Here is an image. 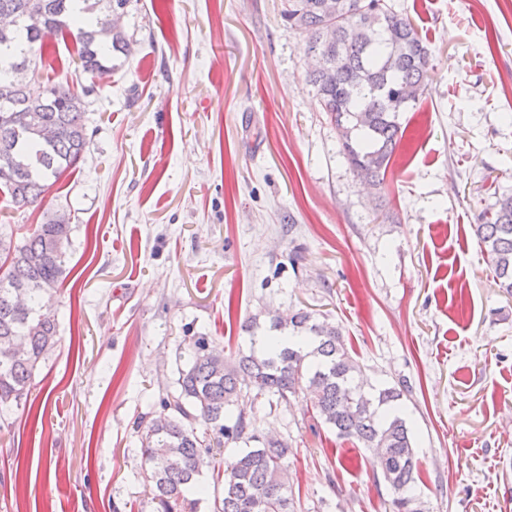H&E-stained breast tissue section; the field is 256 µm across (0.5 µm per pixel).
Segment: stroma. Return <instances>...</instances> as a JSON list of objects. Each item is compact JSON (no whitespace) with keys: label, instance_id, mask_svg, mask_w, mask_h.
<instances>
[{"label":"stroma","instance_id":"35a3bbf8","mask_svg":"<svg viewBox=\"0 0 512 512\" xmlns=\"http://www.w3.org/2000/svg\"><path fill=\"white\" fill-rule=\"evenodd\" d=\"M426 39L425 93L384 180L349 166L306 80L284 0H129L121 67L88 76L50 37L39 80L89 86V147L41 204L66 212L59 342L0 419V512H154L138 422L196 339L248 353L251 316L339 325L371 384L404 380L423 512H512V294L475 233L512 196V9L391 0ZM287 439L295 512H392L370 453L309 417L256 410Z\"/></svg>","mask_w":512,"mask_h":512}]
</instances>
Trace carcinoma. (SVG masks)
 Wrapping results in <instances>:
<instances>
[{"label":"carcinoma","instance_id":"carcinoma-1","mask_svg":"<svg viewBox=\"0 0 512 512\" xmlns=\"http://www.w3.org/2000/svg\"><path fill=\"white\" fill-rule=\"evenodd\" d=\"M128 0H0V193L16 209L40 203L51 180L74 167L88 146L86 97L67 83L34 78L36 46L53 35L77 45L76 64L94 75L127 55L118 24ZM288 23L306 34L307 74L322 111L336 127L356 176L377 184L401 133L402 113L424 94L431 50L389 0H285ZM476 234L500 287L512 293V197L479 214ZM71 225L54 213L15 239L0 235V415L19 405L56 344L59 311L46 304L66 277ZM242 329L247 355L228 360L204 336L179 369L174 391L140 435L144 480L156 512H197L203 468H216L229 442H258L224 461L216 512H294L288 472L293 448L256 434V405L277 409L302 393L313 418L356 441L378 463L392 512H421L418 456L399 409L412 387L364 385L361 366L336 324L307 310L257 316ZM299 336L294 345L278 335ZM250 402L246 407L242 400ZM233 424H225V420Z\"/></svg>","mask_w":512,"mask_h":512}]
</instances>
